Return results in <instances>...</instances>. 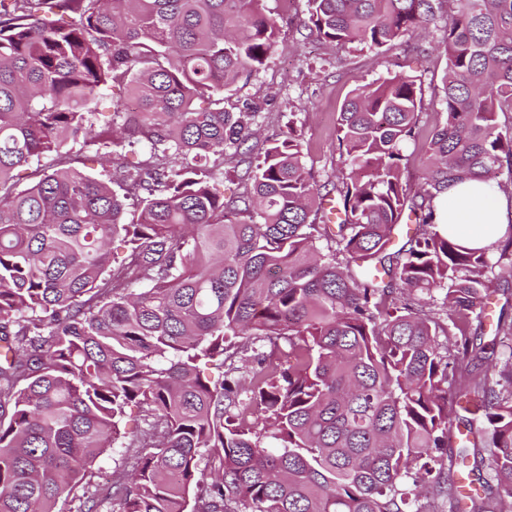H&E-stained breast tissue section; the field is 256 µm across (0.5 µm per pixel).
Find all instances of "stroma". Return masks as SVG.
<instances>
[{"label":"stroma","mask_w":512,"mask_h":512,"mask_svg":"<svg viewBox=\"0 0 512 512\" xmlns=\"http://www.w3.org/2000/svg\"><path fill=\"white\" fill-rule=\"evenodd\" d=\"M263 3L280 26V39L260 72L225 102L229 108L246 98L259 102V143L279 138L288 121H295L305 159L313 164L319 181L335 180L339 162L336 114L342 102L359 85L394 71L422 83L421 131L431 130L440 121L442 106L437 94L447 62L443 50L422 57L404 44L383 53L353 44H307L301 36L306 0Z\"/></svg>","instance_id":"stroma-1"}]
</instances>
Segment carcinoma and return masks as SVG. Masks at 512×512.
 <instances>
[{
  "instance_id": "obj_1",
  "label": "carcinoma",
  "mask_w": 512,
  "mask_h": 512,
  "mask_svg": "<svg viewBox=\"0 0 512 512\" xmlns=\"http://www.w3.org/2000/svg\"><path fill=\"white\" fill-rule=\"evenodd\" d=\"M307 7L304 38L371 50L450 14L421 189L402 161L422 87L391 72L337 113L335 224L296 122L253 156L257 104L224 109L279 37L260 0H0V512H426L425 491L512 512V324L470 333L512 223L467 249L435 206L470 178L512 186V0ZM116 85L137 109L96 135L105 181L67 146ZM235 159L226 200L202 173ZM118 442L103 495L91 464Z\"/></svg>"
}]
</instances>
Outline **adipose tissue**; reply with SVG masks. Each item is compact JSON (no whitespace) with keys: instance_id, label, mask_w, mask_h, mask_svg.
Listing matches in <instances>:
<instances>
[{"instance_id":"ef3b65f1","label":"adipose tissue","mask_w":512,"mask_h":512,"mask_svg":"<svg viewBox=\"0 0 512 512\" xmlns=\"http://www.w3.org/2000/svg\"><path fill=\"white\" fill-rule=\"evenodd\" d=\"M441 223L467 249L491 247L512 221V203L488 180L452 187L437 204Z\"/></svg>"}]
</instances>
